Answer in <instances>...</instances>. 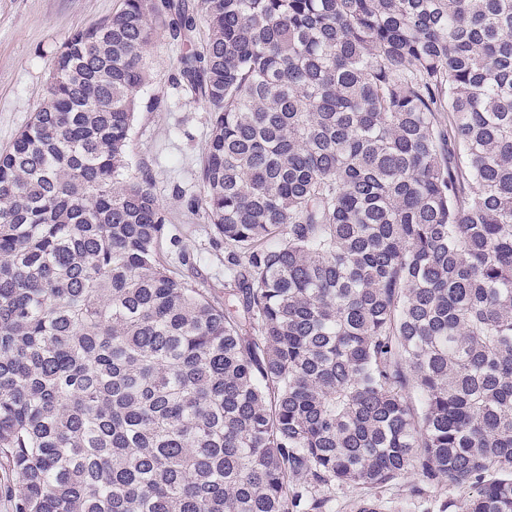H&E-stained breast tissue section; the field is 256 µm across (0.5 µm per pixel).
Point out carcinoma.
<instances>
[{"instance_id":"obj_1","label":"carcinoma","mask_w":512,"mask_h":512,"mask_svg":"<svg viewBox=\"0 0 512 512\" xmlns=\"http://www.w3.org/2000/svg\"><path fill=\"white\" fill-rule=\"evenodd\" d=\"M224 303L126 149L158 29ZM448 122H442V114ZM512 512V0H121L0 151L8 512ZM411 482L412 478L401 479L378 493L386 512H441V505L445 501L459 499L461 495L458 488L443 482L427 491L425 498L417 499L409 493Z\"/></svg>"}]
</instances>
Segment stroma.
I'll return each mask as SVG.
<instances>
[{
    "instance_id": "35a3bbf8",
    "label": "stroma",
    "mask_w": 512,
    "mask_h": 512,
    "mask_svg": "<svg viewBox=\"0 0 512 512\" xmlns=\"http://www.w3.org/2000/svg\"><path fill=\"white\" fill-rule=\"evenodd\" d=\"M120 0H0V149L8 147L41 103L55 49L73 32L114 14ZM187 47L158 34L146 64L148 79L130 133L129 172L148 173L167 212L170 236L180 247L163 246L162 257L178 276L224 299V247L216 243L200 213L186 197L199 194L198 169L209 135V114L177 85L179 61ZM196 256L182 264L179 253ZM409 480L385 487L386 512H440L459 498L458 488L440 483L424 498L411 497Z\"/></svg>"
}]
</instances>
